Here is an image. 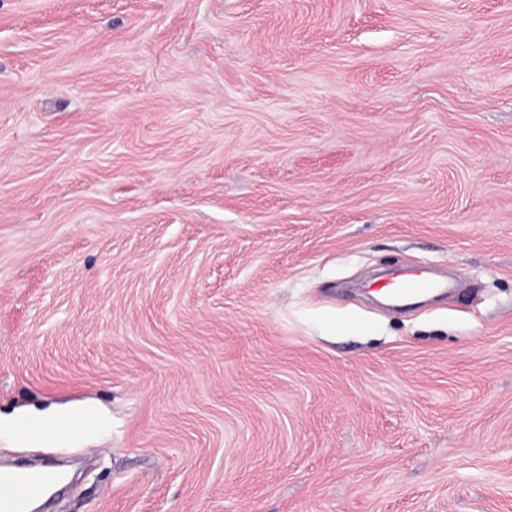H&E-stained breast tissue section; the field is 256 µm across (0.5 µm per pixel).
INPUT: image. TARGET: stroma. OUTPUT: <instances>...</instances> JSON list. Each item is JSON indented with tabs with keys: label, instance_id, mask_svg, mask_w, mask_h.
Wrapping results in <instances>:
<instances>
[{
	"label": "stroma",
	"instance_id": "obj_1",
	"mask_svg": "<svg viewBox=\"0 0 512 512\" xmlns=\"http://www.w3.org/2000/svg\"><path fill=\"white\" fill-rule=\"evenodd\" d=\"M2 462L512 512V0H0ZM382 288H386L392 299L403 301L416 295L430 293L440 288H447V285L434 280L411 277L384 285Z\"/></svg>",
	"mask_w": 512,
	"mask_h": 512
}]
</instances>
